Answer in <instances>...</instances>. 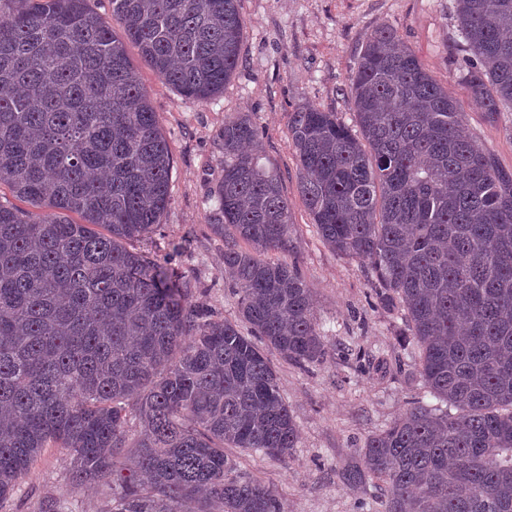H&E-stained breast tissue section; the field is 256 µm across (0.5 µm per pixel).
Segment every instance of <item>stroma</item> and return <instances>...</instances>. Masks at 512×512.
I'll return each mask as SVG.
<instances>
[{
    "label": "stroma",
    "instance_id": "obj_1",
    "mask_svg": "<svg viewBox=\"0 0 512 512\" xmlns=\"http://www.w3.org/2000/svg\"><path fill=\"white\" fill-rule=\"evenodd\" d=\"M240 12L245 28L239 66L223 92L205 102L181 96L144 66L136 45L126 46L173 160L171 200L160 226L132 247L156 259L171 257L191 283V305L236 319L237 298L224 285V240L211 227L205 199L224 174L225 120L249 115L261 132L259 152L278 173L291 205L288 248L277 257L296 265L312 288L327 355L305 365L268 355L299 430L288 459L243 448L225 454L276 493L282 512H372L379 489L350 488L339 470L359 462L366 439L411 402L432 397L396 343L401 318L376 302L378 281L369 265L336 255L317 235L298 192L289 117L308 103L353 123L349 78L367 34L382 24L397 30L458 102L467 127L509 170L512 112L489 119L462 81L465 53L455 0H240ZM186 236L190 247L171 255L172 243ZM70 468L67 449H43L0 512H39L49 497L71 512H109L117 483L76 486L68 479Z\"/></svg>",
    "mask_w": 512,
    "mask_h": 512
}]
</instances>
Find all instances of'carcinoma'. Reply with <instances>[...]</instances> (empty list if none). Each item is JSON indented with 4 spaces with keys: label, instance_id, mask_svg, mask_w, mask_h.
Listing matches in <instances>:
<instances>
[{
    "label": "carcinoma",
    "instance_id": "obj_1",
    "mask_svg": "<svg viewBox=\"0 0 512 512\" xmlns=\"http://www.w3.org/2000/svg\"><path fill=\"white\" fill-rule=\"evenodd\" d=\"M87 2L0 0V184L36 208L0 204V502L53 443L72 483L117 478L112 512H282L224 447L288 457L298 428L266 351L303 364L326 349L312 289L263 258L288 249L292 220L249 149L256 125L224 121L209 200L263 346L189 304L168 260L127 247L160 225L171 158L124 41L207 101L239 65V0H112L110 22ZM457 16L461 78L490 119L512 112V0H457ZM349 94L352 126L309 104L289 117L301 199L332 251L371 266L378 303L401 312L399 347L446 408L412 402L339 478L383 483L381 512H512V170L390 24L366 37Z\"/></svg>",
    "mask_w": 512,
    "mask_h": 512
}]
</instances>
